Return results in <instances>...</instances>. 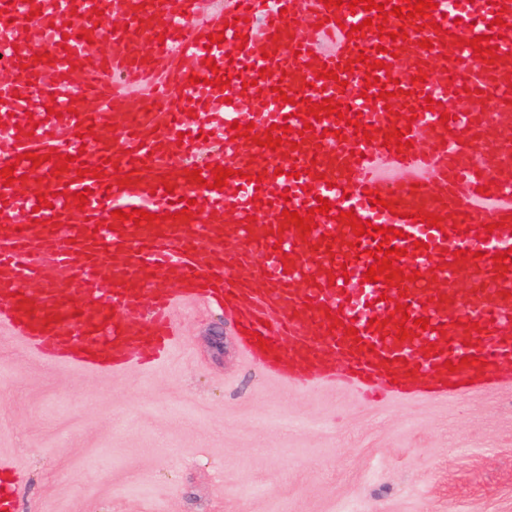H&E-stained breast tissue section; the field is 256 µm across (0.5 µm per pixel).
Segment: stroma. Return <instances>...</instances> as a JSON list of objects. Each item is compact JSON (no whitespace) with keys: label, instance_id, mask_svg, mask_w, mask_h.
Masks as SVG:
<instances>
[{"label":"stroma","instance_id":"stroma-1","mask_svg":"<svg viewBox=\"0 0 512 512\" xmlns=\"http://www.w3.org/2000/svg\"><path fill=\"white\" fill-rule=\"evenodd\" d=\"M154 365L33 356L0 325V457L16 512H512V388L364 398L275 379L211 301Z\"/></svg>","mask_w":512,"mask_h":512}]
</instances>
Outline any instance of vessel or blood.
Here are the masks:
<instances>
[{"instance_id":"b4317fda","label":"vessel or blood","mask_w":512,"mask_h":512,"mask_svg":"<svg viewBox=\"0 0 512 512\" xmlns=\"http://www.w3.org/2000/svg\"><path fill=\"white\" fill-rule=\"evenodd\" d=\"M194 3L8 0L0 135L10 145L0 169L15 165L17 179L0 184V322L50 362L111 371L166 356L180 292L201 291L238 313L247 350L291 384L448 400L511 385L512 271L496 257L512 249V0H437L434 28L323 0H229L222 17L200 23ZM102 15L110 28L98 25ZM218 32L223 41L210 43ZM321 33L335 36L333 52L314 49ZM489 35L498 53L478 60L467 42ZM363 54L382 69L362 64ZM325 68L335 79L322 77ZM436 69L461 86L431 80ZM222 76L229 86L215 88ZM372 76L381 85L366 87ZM147 80L144 97L120 91ZM349 84L366 96L347 98ZM466 87L492 91L497 110L445 123L426 110V100ZM326 98L344 103L342 116L305 129L298 100ZM39 100L54 113L32 112ZM236 123L248 136H234ZM398 130L408 145L384 146ZM216 135L218 166L232 174L211 189L213 170L190 156ZM267 136L277 150L262 146ZM53 151L80 156L88 174L54 171ZM194 169L201 181L187 182ZM26 175L42 177L40 194L24 192ZM82 191L84 206L73 199ZM372 192L381 205H371ZM322 198L331 215L317 213ZM311 208L310 232L283 216ZM135 209L152 220H128ZM350 210L399 230L387 241L404 250L398 286L364 281L369 252L384 241L357 236L343 218ZM460 249L467 258H455ZM400 301L409 321L394 314Z\"/></svg>"}]
</instances>
